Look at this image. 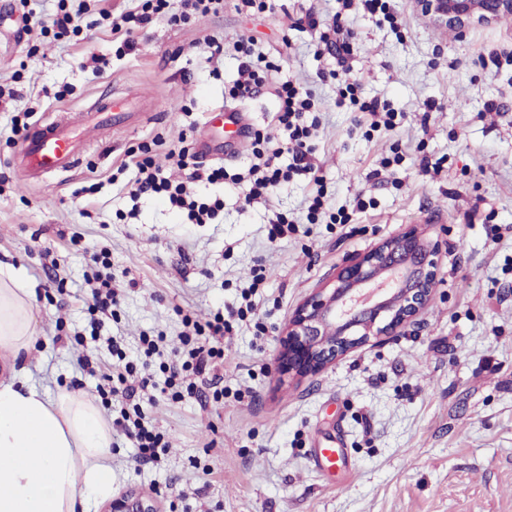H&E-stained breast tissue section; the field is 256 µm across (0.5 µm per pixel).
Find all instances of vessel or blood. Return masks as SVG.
<instances>
[{
  "instance_id": "obj_1",
  "label": "vessel or blood",
  "mask_w": 512,
  "mask_h": 512,
  "mask_svg": "<svg viewBox=\"0 0 512 512\" xmlns=\"http://www.w3.org/2000/svg\"><path fill=\"white\" fill-rule=\"evenodd\" d=\"M207 119L212 126L226 122L236 125L237 141L246 140L248 126L242 111L220 106L210 112ZM237 141L228 142L227 150H234ZM21 154L33 172L47 174L79 164L83 156V141L59 126L38 125L24 137Z\"/></svg>"
}]
</instances>
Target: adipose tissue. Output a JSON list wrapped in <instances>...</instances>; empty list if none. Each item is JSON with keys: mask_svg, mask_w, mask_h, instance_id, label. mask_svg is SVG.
Segmentation results:
<instances>
[{"mask_svg": "<svg viewBox=\"0 0 512 512\" xmlns=\"http://www.w3.org/2000/svg\"><path fill=\"white\" fill-rule=\"evenodd\" d=\"M36 296L23 266L0 262V512H95L112 495V426L89 395L32 383Z\"/></svg>", "mask_w": 512, "mask_h": 512, "instance_id": "1", "label": "adipose tissue"}]
</instances>
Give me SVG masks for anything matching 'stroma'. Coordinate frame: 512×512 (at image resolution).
Here are the masks:
<instances>
[{"mask_svg":"<svg viewBox=\"0 0 512 512\" xmlns=\"http://www.w3.org/2000/svg\"><path fill=\"white\" fill-rule=\"evenodd\" d=\"M28 33L0 25V259L23 265L37 288L41 336L26 359L31 381L96 396L77 365L91 355L105 374L122 371L113 348L136 352L143 335L176 341L182 314L206 322L239 307L256 274L265 279L246 320L224 334V397L207 405L161 397L148 416L168 444L157 466L114 435L116 494H158L162 512H512V16L466 35L425 18L417 0H387L401 20L342 12L340 0H272L273 10H223L173 25L156 20L124 50L111 33L55 39L39 20L58 0H25ZM313 12L318 28L295 27ZM342 16L353 35L348 60L362 96L387 104L393 128L336 105L338 63L320 53V29ZM254 40L274 65L262 93L239 102L251 134L277 135L276 89L310 88L318 122L310 161L319 183L301 175L257 201L206 183L224 210L210 224L187 223L156 196L128 197L127 151L157 141L197 147L218 134L208 111L225 105L238 76L232 44ZM227 45L218 63L208 41ZM100 72L81 68L89 57ZM64 100H56L57 91ZM113 101L119 121L92 136L80 164L41 177L19 156L11 120L33 111L40 124ZM434 101L432 111L424 104ZM441 161L440 171L424 161ZM96 186L93 203L75 189ZM324 205L307 219L315 195ZM342 211L344 223L329 215ZM292 223L270 241L277 217ZM415 225L440 241L433 299L418 322L339 357L323 371L280 383L274 370L281 332L296 307L351 257ZM107 247L121 300L87 343L86 248ZM61 265L48 283L46 258ZM341 448L325 470L313 448Z\"/></svg>","mask_w":512,"mask_h":512,"instance_id":"1","label":"stroma"}]
</instances>
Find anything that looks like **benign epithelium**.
I'll return each instance as SVG.
<instances>
[{"instance_id": "obj_1", "label": "benign epithelium", "mask_w": 512, "mask_h": 512, "mask_svg": "<svg viewBox=\"0 0 512 512\" xmlns=\"http://www.w3.org/2000/svg\"><path fill=\"white\" fill-rule=\"evenodd\" d=\"M435 24L463 35L512 15V0H417ZM439 245L416 226L343 265L292 313L275 358L281 382L318 373L336 358L410 325L427 308ZM106 512H161L158 498L131 491Z\"/></svg>"}]
</instances>
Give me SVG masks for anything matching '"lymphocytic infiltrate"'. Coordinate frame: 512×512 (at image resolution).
<instances>
[{
	"label": "lymphocytic infiltrate",
	"mask_w": 512,
	"mask_h": 512,
	"mask_svg": "<svg viewBox=\"0 0 512 512\" xmlns=\"http://www.w3.org/2000/svg\"><path fill=\"white\" fill-rule=\"evenodd\" d=\"M224 0H183L184 10L175 14L170 10L169 0H138L137 6L113 16L108 8H99L101 20L110 24L112 33L122 35V45L133 49L136 45L135 27L158 17L167 18L176 24L188 19L189 15L205 16L223 8ZM238 55V77L229 96L231 99H245L260 93L267 78L261 75L254 61V42L239 39L233 44ZM281 100L278 122L285 132L281 146L266 151H256V161L248 170L247 179L227 177L223 167L204 165L198 153L188 147L169 150L165 157H158L150 144L142 143L130 149L121 163V171H132L131 197L144 193L165 198L171 207L184 211L186 218L193 224H207L222 211L224 201L214 198L200 201L192 196L193 184L206 182L223 184L232 180L233 184H246V201L263 197L270 188L289 181L296 175H313L314 167L309 161L312 151L311 138L313 128L305 121L306 112L312 111L315 103L312 92L286 82L277 90ZM172 161L183 171V181L175 182L167 177L162 166L163 161ZM90 260L95 265L93 274L95 286L91 291L92 303L90 313L108 314L118 303V291L112 286L111 264L106 249L92 250ZM185 331L179 339L178 346L172 348L167 365H164L163 382H156L150 369H138L136 361H127L124 375L117 380L100 387L103 400L124 398L126 407L120 408L112 419V427L129 439L137 450V459L141 464H155L161 459L166 449L163 435L146 420L143 403L154 402L158 388L170 390L172 399H181L183 394L198 393L199 381L205 380L213 371L218 361L224 358L222 340L229 328L223 314H216L205 324H198L192 319H185ZM136 373L135 381H128L129 373Z\"/></svg>",
	"instance_id": "obj_1"
}]
</instances>
